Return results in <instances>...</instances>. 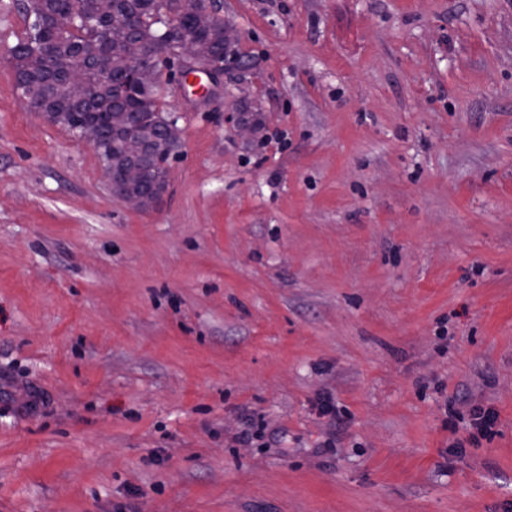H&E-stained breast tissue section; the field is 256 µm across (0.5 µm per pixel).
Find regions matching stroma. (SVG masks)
Instances as JSON below:
<instances>
[{"mask_svg":"<svg viewBox=\"0 0 512 512\" xmlns=\"http://www.w3.org/2000/svg\"><path fill=\"white\" fill-rule=\"evenodd\" d=\"M215 5L143 208L0 0V512H512V0Z\"/></svg>","mask_w":512,"mask_h":512,"instance_id":"obj_1","label":"stroma"}]
</instances>
